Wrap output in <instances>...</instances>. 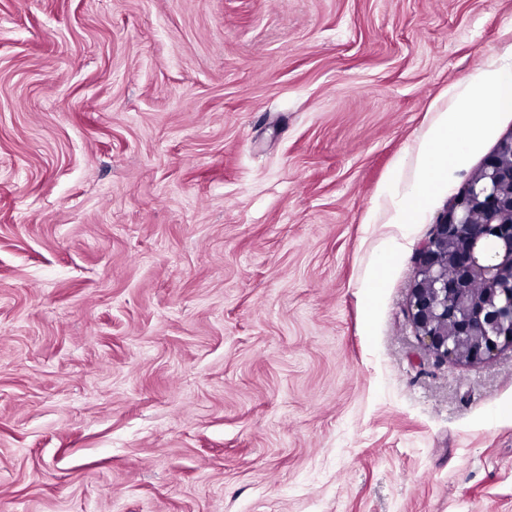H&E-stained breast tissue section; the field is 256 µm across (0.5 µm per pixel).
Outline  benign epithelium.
<instances>
[{"instance_id":"1","label":"benign epithelium","mask_w":512,"mask_h":512,"mask_svg":"<svg viewBox=\"0 0 512 512\" xmlns=\"http://www.w3.org/2000/svg\"><path fill=\"white\" fill-rule=\"evenodd\" d=\"M409 320L445 361L512 347V133L437 217L419 253Z\"/></svg>"}]
</instances>
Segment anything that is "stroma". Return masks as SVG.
I'll use <instances>...</instances> for the list:
<instances>
[{"label": "stroma", "instance_id": "stroma-1", "mask_svg": "<svg viewBox=\"0 0 512 512\" xmlns=\"http://www.w3.org/2000/svg\"><path fill=\"white\" fill-rule=\"evenodd\" d=\"M508 66L512 0H0V512H512V348L408 318L512 111L391 221ZM470 100L459 99L448 116L434 124L420 147V173L417 184L399 204L393 224H411L414 214L428 202L430 191L447 176L448 169L457 166L467 140L478 134L479 126L470 112Z\"/></svg>", "mask_w": 512, "mask_h": 512}]
</instances>
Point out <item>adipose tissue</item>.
Listing matches in <instances>:
<instances>
[{
  "label": "adipose tissue",
  "instance_id": "ef3b65f1",
  "mask_svg": "<svg viewBox=\"0 0 512 512\" xmlns=\"http://www.w3.org/2000/svg\"><path fill=\"white\" fill-rule=\"evenodd\" d=\"M478 131L471 102L465 98L455 103L450 119L429 129L420 147L419 178L400 203L396 223H412L415 213L427 204L431 190L440 185L449 168L460 163L467 140L475 138Z\"/></svg>",
  "mask_w": 512,
  "mask_h": 512
}]
</instances>
